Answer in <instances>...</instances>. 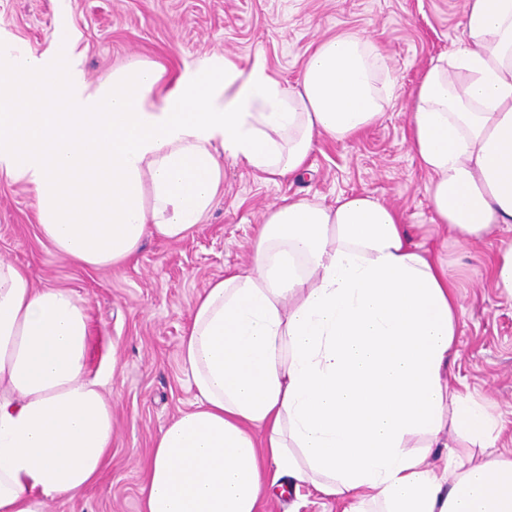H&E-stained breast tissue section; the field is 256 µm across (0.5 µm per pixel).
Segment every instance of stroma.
<instances>
[{
  "label": "stroma",
  "instance_id": "obj_1",
  "mask_svg": "<svg viewBox=\"0 0 512 512\" xmlns=\"http://www.w3.org/2000/svg\"><path fill=\"white\" fill-rule=\"evenodd\" d=\"M466 0H0V42L39 54L61 22L71 24L88 82L140 59L169 79L230 58L294 84L315 43L342 32L367 35L398 79L384 115L356 138H318L301 175L266 180L225 162L210 211L183 239L145 237L127 262L100 269L57 255L40 235L34 189L0 177V259L28 268L39 288L71 291L88 315L90 375L108 376L110 462L83 495L50 512H140L145 465L159 430L191 408L179 367L181 338L197 296L214 279L250 269L264 216L282 198L326 205L370 194L400 211L413 243L443 259L460 298L458 357L449 386L499 422V448L512 449V298L489 270L504 233L457 241L434 222L429 174L408 149L410 101L433 59L450 52L464 26ZM260 512H338L310 489L269 490Z\"/></svg>",
  "mask_w": 512,
  "mask_h": 512
}]
</instances>
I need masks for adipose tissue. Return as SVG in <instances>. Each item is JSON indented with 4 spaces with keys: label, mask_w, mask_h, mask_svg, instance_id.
I'll return each mask as SVG.
<instances>
[{
    "label": "adipose tissue",
    "mask_w": 512,
    "mask_h": 512,
    "mask_svg": "<svg viewBox=\"0 0 512 512\" xmlns=\"http://www.w3.org/2000/svg\"><path fill=\"white\" fill-rule=\"evenodd\" d=\"M163 82L133 62L90 85L66 24L40 55L0 45V176L34 188L61 257L96 269L145 235L183 239L225 160L299 174L317 137L353 138L396 88L358 32L319 41L292 86L259 59ZM410 112L437 223L469 242L512 234V0H466L462 35ZM253 253L251 271L194 303L180 344L194 402L154 439L142 512H259L283 478L341 512H512V452L445 379L460 308L448 267L412 244L401 214L369 194L284 198ZM88 341L72 293L0 260V512H49L99 480L112 405Z\"/></svg>",
    "instance_id": "ef3b65f1"
}]
</instances>
